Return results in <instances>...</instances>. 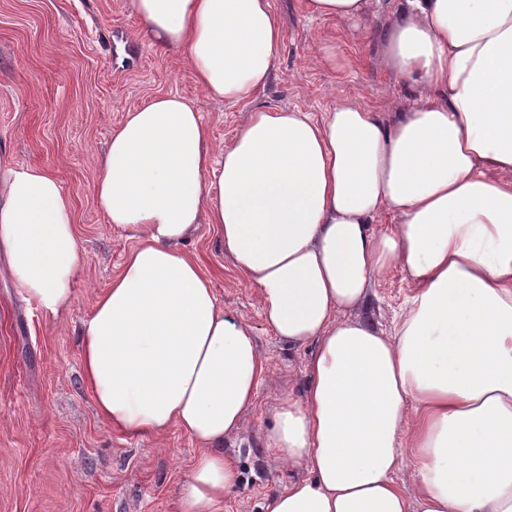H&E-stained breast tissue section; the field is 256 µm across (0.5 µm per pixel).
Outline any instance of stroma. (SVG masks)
<instances>
[{
	"mask_svg": "<svg viewBox=\"0 0 512 512\" xmlns=\"http://www.w3.org/2000/svg\"><path fill=\"white\" fill-rule=\"evenodd\" d=\"M271 3L283 35L277 68L249 100L224 103L205 99L180 53L145 36L127 0H0V168L34 165L56 175L71 197L81 247L73 303L56 318L17 293L0 254V512H180L196 442L178 429L157 438L110 427L82 370L79 324L132 245L91 191L125 112L170 92L200 101L221 148L256 108L319 117L344 100L386 112L406 98L381 60L393 0H369L357 24L311 15L307 0ZM323 43L335 46V66L320 62ZM183 249L225 310L252 328L268 364L239 433L224 441L240 472L224 512H264L269 496L305 476L262 437L281 401L304 390L312 349L288 347L265 326L255 288L219 248L213 225H200ZM412 293L399 266L375 282L372 310L385 333Z\"/></svg>",
	"mask_w": 512,
	"mask_h": 512,
	"instance_id": "stroma-1",
	"label": "stroma"
}]
</instances>
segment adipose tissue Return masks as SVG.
<instances>
[{"mask_svg": "<svg viewBox=\"0 0 512 512\" xmlns=\"http://www.w3.org/2000/svg\"><path fill=\"white\" fill-rule=\"evenodd\" d=\"M129 5L209 99L247 100L276 67L271 0ZM381 39L410 89L391 119L357 101L319 119L257 108L217 149L200 107L165 94L112 132L92 193L134 244L80 325L83 374L109 424L196 441L181 512H224V440L268 369L180 248L200 224L274 335L314 348L263 437L306 476L266 512H512V0H402ZM386 211L397 223L378 226ZM0 247L39 310L70 308L81 254L55 175L0 173ZM398 264L414 292L388 335L371 285Z\"/></svg>", "mask_w": 512, "mask_h": 512, "instance_id": "1", "label": "adipose tissue"}]
</instances>
